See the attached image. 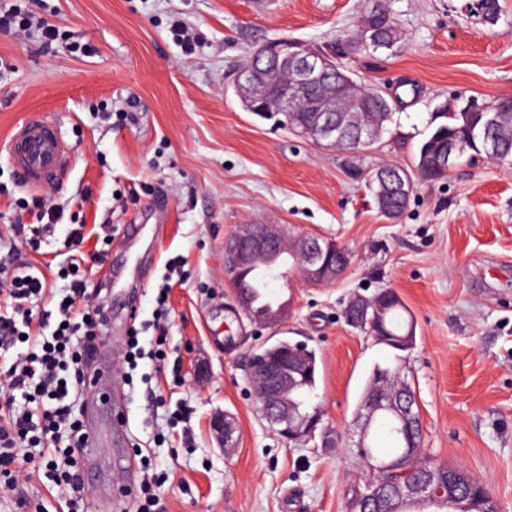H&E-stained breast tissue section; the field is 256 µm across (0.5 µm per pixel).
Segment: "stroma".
<instances>
[{"label":"stroma","mask_w":512,"mask_h":512,"mask_svg":"<svg viewBox=\"0 0 512 512\" xmlns=\"http://www.w3.org/2000/svg\"><path fill=\"white\" fill-rule=\"evenodd\" d=\"M405 33L396 52H363L349 65L362 82L396 94L390 134L372 162L411 167L433 112L470 99L512 98V0L496 23L469 0H390ZM365 0H37L59 36L0 33V249L30 189L3 147L13 129L54 115L74 163L42 193L87 225L111 223L120 253L128 225L142 224L136 251L150 252L136 317L121 311V288L102 287L112 260L87 273L97 302L112 311L106 367L123 376L133 323L150 319L166 264L171 273L166 356L141 360L125 383L133 437L112 445L100 412V450L85 451L92 493L85 512H135L113 492L114 461L153 473L162 512H348L367 484L350 448L354 418L375 365L394 353L347 325L356 296L394 290L416 323L405 375L419 398L427 460L461 465L485 482L498 512H512V168L466 157L438 182H419L405 213L381 216L370 192L345 173L339 152L289 134L242 107L229 85L257 45L281 36L323 44L356 28ZM198 37L186 52L171 32ZM135 113L120 124L117 113ZM246 224H277L335 240L351 253L344 278L310 287L297 272L273 289L290 300L277 326L233 308L224 242ZM290 340L315 350L322 421L294 444L263 420L247 379L251 353ZM232 416L236 443L220 448L211 421ZM60 512L45 475L21 479L15 498Z\"/></svg>","instance_id":"35a3bbf8"}]
</instances>
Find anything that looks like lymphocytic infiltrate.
Masks as SVG:
<instances>
[{"mask_svg": "<svg viewBox=\"0 0 512 512\" xmlns=\"http://www.w3.org/2000/svg\"><path fill=\"white\" fill-rule=\"evenodd\" d=\"M34 221L13 227L18 244H35L63 218L45 199L32 203ZM84 226L73 222L67 260L69 283L55 311L34 313L32 305L49 291L44 273L15 265L0 256V281L8 286V303L0 309V493L11 494L26 468L48 473L74 499H82L85 481L78 463L87 436L80 420L78 396L87 389L88 365L105 324L102 308L92 307L84 280ZM87 319L75 316L78 305ZM33 347L17 350L23 337Z\"/></svg>", "mask_w": 512, "mask_h": 512, "instance_id": "f902f5d3", "label": "lymphocytic infiltrate"}]
</instances>
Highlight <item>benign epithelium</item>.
Returning a JSON list of instances; mask_svg holds the SVG:
<instances>
[{
  "instance_id": "benign-epithelium-1",
  "label": "benign epithelium",
  "mask_w": 512,
  "mask_h": 512,
  "mask_svg": "<svg viewBox=\"0 0 512 512\" xmlns=\"http://www.w3.org/2000/svg\"><path fill=\"white\" fill-rule=\"evenodd\" d=\"M343 54V43L331 41L323 45H311L294 39H277L258 46L252 58L271 56L275 66L291 75L277 84L265 82L255 64L249 62L239 67L233 88L244 102L263 109L273 102L277 109L288 112H306L309 118L292 126V133L314 145L326 148L342 147L348 171H361V162L370 147L378 139L379 131L356 124L345 130L343 113L355 111L349 92V82L344 81L330 91V109L321 107L319 90L338 68ZM284 248L297 260V271L310 286H325L340 280L346 268L322 261L318 243L305 233L281 237L267 224H247L224 244V271L230 276L243 267H251L273 259L278 248ZM235 310L263 324H277L288 315V310H253L251 296L243 291L234 293ZM312 371L307 353L299 348L282 359H275L260 351L250 358L249 377L254 386V399L262 417L283 438L305 442L312 438L320 424V415L301 413L297 401V377ZM378 383L390 390L375 391L356 416L358 435L355 448L364 454L369 430L375 420L388 416L395 419L398 430L411 441L422 431L421 417L411 404L409 388L402 381L393 388L390 373L380 369L376 373ZM212 430L218 444L224 448L233 445L234 422L229 416H219L212 422ZM370 470L389 476L382 482L371 481L359 496L374 508V512H399L410 503L431 505L446 498L456 504V512H475L471 496L472 479L460 468H448V475L429 469L420 477L408 476L402 459L367 458Z\"/></svg>"
}]
</instances>
